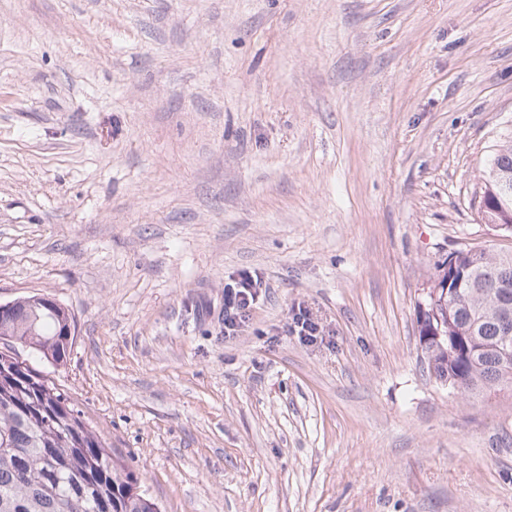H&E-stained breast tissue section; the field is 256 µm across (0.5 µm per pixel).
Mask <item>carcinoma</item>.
I'll list each match as a JSON object with an SVG mask.
<instances>
[{"label": "carcinoma", "mask_w": 512, "mask_h": 512, "mask_svg": "<svg viewBox=\"0 0 512 512\" xmlns=\"http://www.w3.org/2000/svg\"><path fill=\"white\" fill-rule=\"evenodd\" d=\"M512 137L484 172L480 217L512 233ZM456 265L461 285L418 317L421 351L434 377L463 394L512 386V252L463 248L438 265L434 287ZM68 314L21 297L0 313V342L52 365L70 354ZM30 366L0 371V512H160L140 478L116 463L80 409Z\"/></svg>", "instance_id": "1"}]
</instances>
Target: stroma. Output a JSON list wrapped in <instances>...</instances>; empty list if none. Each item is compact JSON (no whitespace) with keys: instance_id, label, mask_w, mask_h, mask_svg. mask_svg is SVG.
Returning a JSON list of instances; mask_svg holds the SVG:
<instances>
[{"instance_id":"1","label":"stroma","mask_w":512,"mask_h":512,"mask_svg":"<svg viewBox=\"0 0 512 512\" xmlns=\"http://www.w3.org/2000/svg\"><path fill=\"white\" fill-rule=\"evenodd\" d=\"M510 132L512 0H0V303L69 310L33 366L163 512H512V389L417 327L450 252L512 250ZM497 147L484 172L479 214L485 224L511 234L512 194L505 197L500 188L506 183L512 186V137L507 136ZM503 193H509L507 184L503 187ZM502 225H510L511 229L500 227ZM262 288H267L266 282L248 272L241 273L239 279L224 288L225 336H236L242 330ZM294 330L303 340L314 343L323 332V327L307 309L298 308L293 317Z\"/></svg>"}]
</instances>
